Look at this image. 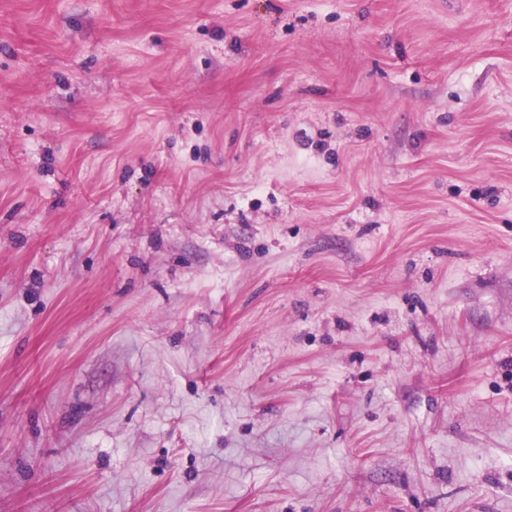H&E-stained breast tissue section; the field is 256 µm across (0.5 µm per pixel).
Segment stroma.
Listing matches in <instances>:
<instances>
[{
  "label": "stroma",
  "instance_id": "1",
  "mask_svg": "<svg viewBox=\"0 0 512 512\" xmlns=\"http://www.w3.org/2000/svg\"><path fill=\"white\" fill-rule=\"evenodd\" d=\"M0 512H512V0H0Z\"/></svg>",
  "mask_w": 512,
  "mask_h": 512
}]
</instances>
